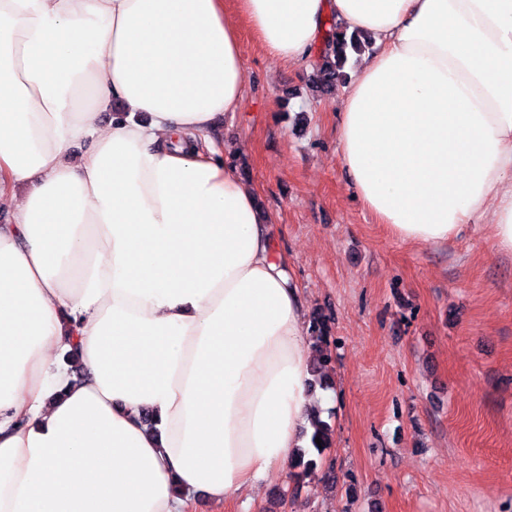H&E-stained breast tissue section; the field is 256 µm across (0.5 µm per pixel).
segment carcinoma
<instances>
[{"instance_id": "carcinoma-1", "label": "carcinoma", "mask_w": 512, "mask_h": 512, "mask_svg": "<svg viewBox=\"0 0 512 512\" xmlns=\"http://www.w3.org/2000/svg\"><path fill=\"white\" fill-rule=\"evenodd\" d=\"M372 48L373 43L367 37L356 32L348 35L342 25L332 23L324 36L323 47L320 50L319 62L314 74L313 87L319 90H329L345 83L348 79L346 68L350 60L349 53L360 55ZM310 333L314 343L310 359L312 379L309 381V386L327 388L329 387L331 355L324 349L323 344L326 343L329 332L325 324L315 318L311 322ZM312 426L314 431L310 437L311 447L298 449L291 465V475L298 479L311 478L318 474V462L311 457V451L314 450L317 455H322L324 450L329 447L334 432L332 424L323 419L319 411L315 412ZM317 438L321 439L322 443H316L315 439Z\"/></svg>"}]
</instances>
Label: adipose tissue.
<instances>
[{
  "label": "adipose tissue",
  "mask_w": 512,
  "mask_h": 512,
  "mask_svg": "<svg viewBox=\"0 0 512 512\" xmlns=\"http://www.w3.org/2000/svg\"><path fill=\"white\" fill-rule=\"evenodd\" d=\"M235 4L0 0V512L219 505L306 445L300 291L212 136L239 20L288 64L327 17L371 36L339 104L355 196L400 240L488 217L512 252V0Z\"/></svg>",
  "instance_id": "ef3b65f1"
}]
</instances>
